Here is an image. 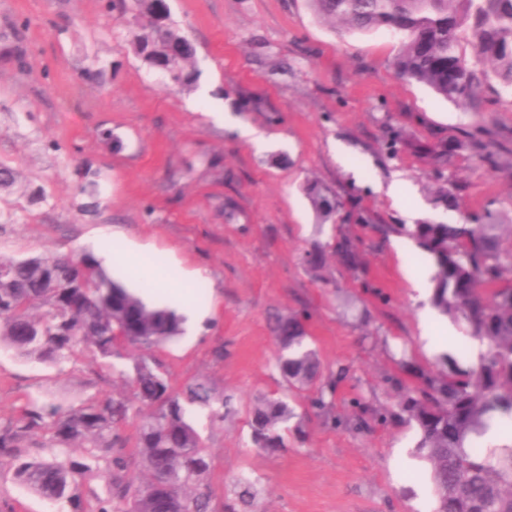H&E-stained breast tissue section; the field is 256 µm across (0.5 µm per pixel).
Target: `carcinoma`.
Listing matches in <instances>:
<instances>
[{
	"mask_svg": "<svg viewBox=\"0 0 512 512\" xmlns=\"http://www.w3.org/2000/svg\"><path fill=\"white\" fill-rule=\"evenodd\" d=\"M313 13L341 34L386 29L398 37L392 65L396 75L432 89L442 98L477 112L485 99L512 96V0H308ZM128 27L135 57L170 70L167 79L189 88L199 73L196 48L172 19L166 0H112ZM465 141H442L428 149L442 167ZM308 195L321 220L335 214L317 186ZM346 220L386 240L406 236L434 261L432 306L461 320L471 338L485 346L479 359L446 353L435 369L414 365L402 351L399 370L385 378L394 406L362 395L346 422L361 433L392 420L415 428L411 456L424 463L436 499L435 512H512V442L486 450L477 439L495 416L512 421V244L505 242L497 216L448 224H377L353 207ZM319 256L305 261L314 277L331 279L326 255L361 267V240L336 227L332 241L316 242ZM288 325L292 336L277 357L286 392L274 390L247 410L250 444L277 450L288 434L303 433L304 417L294 404L305 402L326 422H336V384L320 383L322 362L305 318L274 313V336ZM182 333L181 318L148 307L129 289L112 281L90 255H48L13 259L0 255V343L19 354L62 367L84 347L94 362L106 364L137 348L129 391L99 393L64 409L34 400L22 414L0 420V457L20 460L14 480L70 512H257L251 483H238L234 500L216 498L209 475L211 459L202 446L189 406L224 404L206 376L173 386L163 361L154 354ZM140 417L133 437L123 433ZM34 448H51L45 460ZM81 449V456L72 449ZM102 468L106 495L84 485ZM132 469L142 481L127 478Z\"/></svg>",
	"mask_w": 512,
	"mask_h": 512,
	"instance_id": "carcinoma-1",
	"label": "carcinoma"
}]
</instances>
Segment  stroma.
<instances>
[{
    "label": "stroma",
    "mask_w": 512,
    "mask_h": 512,
    "mask_svg": "<svg viewBox=\"0 0 512 512\" xmlns=\"http://www.w3.org/2000/svg\"><path fill=\"white\" fill-rule=\"evenodd\" d=\"M172 18L196 47L195 88L169 87L137 59L127 31L107 0H0V49L18 42L23 61L0 52V163L21 187L0 190V253L26 258L90 254L106 238L112 247L133 240L148 257H177L202 269L204 304L213 307L195 339L178 337L158 352L174 385L209 377L233 398L235 415L221 422L195 415L212 460L217 496L231 499L248 477L259 512H427L428 480H413L400 451L415 431L401 423L371 433L331 428L307 419L303 436L270 452L249 445L244 411L278 389L279 345L268 316L301 312L326 372L335 373L337 417H352L351 398H391L383 377L395 370L399 345L421 366L437 365L425 351L409 272L420 250L390 236L364 248V269L386 301L367 298L346 310L337 291L357 289L354 275L332 262L333 283L322 286L302 262L314 241H328L333 221H320L307 195L316 183L357 201L382 224L405 218L378 187L403 180L430 223H448L489 209L512 224V173L473 150L434 168L424 151L388 155L389 127L425 144L494 140L512 155V101H489L470 112L430 88L397 77L398 40L389 31L343 36L320 23L307 0H166ZM107 67L105 83L85 78L92 60ZM262 101L251 109L247 100ZM224 112L250 123L269 140L255 151L234 126L209 120ZM112 130L114 140L103 139ZM347 152L346 164L335 158ZM99 171V205L84 211V168ZM456 171L464 188L457 211L437 190ZM38 189L46 199L29 202ZM223 360H215L216 348ZM92 374L84 352L57 368L0 347V418L19 416L30 399L67 407L98 391L120 393L121 372ZM15 461L0 459V503L13 512H61L60 504L16 483Z\"/></svg>",
    "instance_id": "obj_1"
}]
</instances>
